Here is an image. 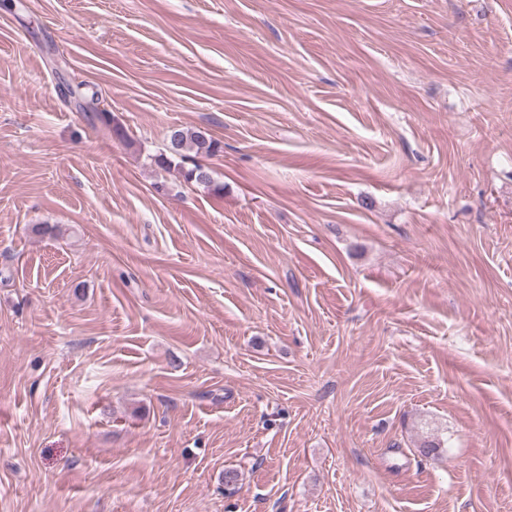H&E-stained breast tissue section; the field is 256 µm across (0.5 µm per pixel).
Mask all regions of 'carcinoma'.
<instances>
[{
    "mask_svg": "<svg viewBox=\"0 0 512 512\" xmlns=\"http://www.w3.org/2000/svg\"><path fill=\"white\" fill-rule=\"evenodd\" d=\"M220 149V144L213 139L207 129L201 127H177L169 131L166 152L151 158L154 165L167 169L171 166L181 168L184 180L203 186L215 193L224 191V187L214 182L211 171L195 162L192 167L184 168L182 164L188 159V153L213 155Z\"/></svg>",
    "mask_w": 512,
    "mask_h": 512,
    "instance_id": "carcinoma-1",
    "label": "carcinoma"
}]
</instances>
